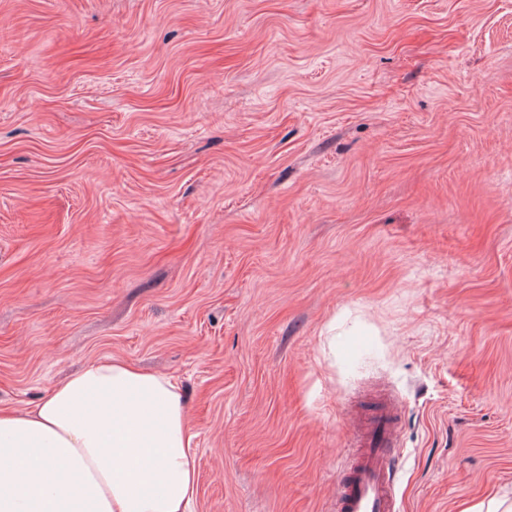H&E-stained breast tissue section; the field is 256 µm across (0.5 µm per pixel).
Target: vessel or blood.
I'll use <instances>...</instances> for the list:
<instances>
[{
  "label": "vessel or blood",
  "mask_w": 512,
  "mask_h": 512,
  "mask_svg": "<svg viewBox=\"0 0 512 512\" xmlns=\"http://www.w3.org/2000/svg\"><path fill=\"white\" fill-rule=\"evenodd\" d=\"M401 405L376 400L354 421L353 454L336 475V512H398L392 450L400 432Z\"/></svg>",
  "instance_id": "vessel-or-blood-1"
}]
</instances>
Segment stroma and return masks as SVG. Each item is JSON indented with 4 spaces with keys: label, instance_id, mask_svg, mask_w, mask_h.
Wrapping results in <instances>:
<instances>
[{
    "label": "stroma",
    "instance_id": "stroma-1",
    "mask_svg": "<svg viewBox=\"0 0 512 512\" xmlns=\"http://www.w3.org/2000/svg\"><path fill=\"white\" fill-rule=\"evenodd\" d=\"M176 378L193 512L512 500V0H0V407ZM401 405L384 395L354 421L353 454L336 475V512H397L396 468Z\"/></svg>",
    "mask_w": 512,
    "mask_h": 512
}]
</instances>
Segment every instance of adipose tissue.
I'll use <instances>...</instances> for the list:
<instances>
[{
	"label": "adipose tissue",
	"mask_w": 512,
	"mask_h": 512,
	"mask_svg": "<svg viewBox=\"0 0 512 512\" xmlns=\"http://www.w3.org/2000/svg\"><path fill=\"white\" fill-rule=\"evenodd\" d=\"M195 455L174 378L97 360L0 410V512H191Z\"/></svg>",
	"instance_id": "adipose-tissue-1"
}]
</instances>
